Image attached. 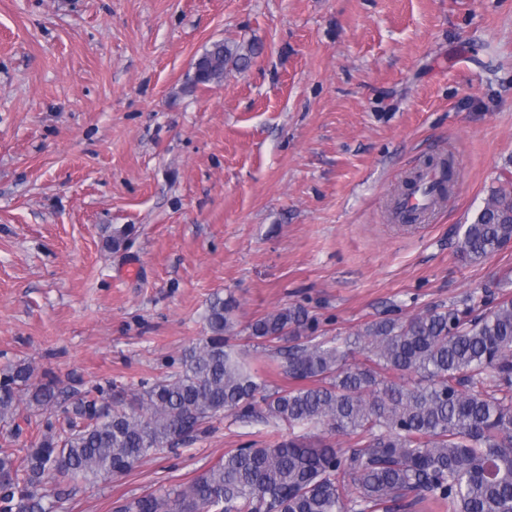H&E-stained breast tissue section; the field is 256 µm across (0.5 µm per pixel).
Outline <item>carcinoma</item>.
Instances as JSON below:
<instances>
[{"mask_svg": "<svg viewBox=\"0 0 512 512\" xmlns=\"http://www.w3.org/2000/svg\"><path fill=\"white\" fill-rule=\"evenodd\" d=\"M249 57L216 41L198 56L193 82L224 81ZM435 199L451 190L450 161ZM512 241V188L492 191L457 253L483 260ZM236 301L216 296L209 336L181 353L177 370L108 403L104 389L61 397L49 373L18 363L0 372V424L21 430L23 412L59 407L22 457L0 455V512H46L48 489L95 483L132 470L157 451L205 432L226 412L325 436H290L236 448L190 483L126 499L114 512H512V295L465 308L386 318L355 338L304 335L308 311L289 306L255 319L249 336L286 344L280 368L292 384L268 389L234 350ZM365 361L351 363L356 351ZM332 436L353 442L342 458Z\"/></svg>", "mask_w": 512, "mask_h": 512, "instance_id": "1", "label": "carcinoma"}]
</instances>
